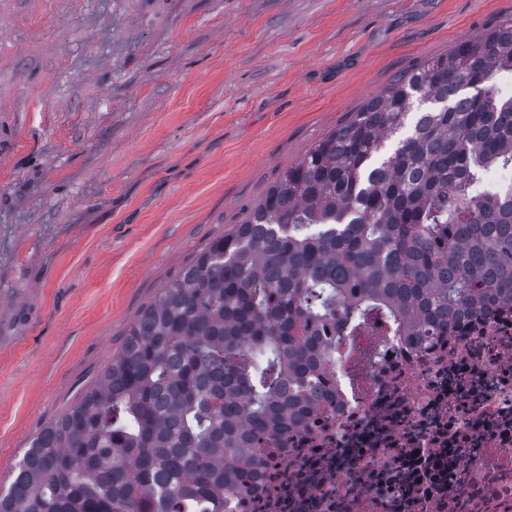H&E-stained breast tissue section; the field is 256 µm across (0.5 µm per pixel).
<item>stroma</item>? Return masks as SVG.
<instances>
[{
  "label": "stroma",
  "instance_id": "obj_1",
  "mask_svg": "<svg viewBox=\"0 0 512 512\" xmlns=\"http://www.w3.org/2000/svg\"><path fill=\"white\" fill-rule=\"evenodd\" d=\"M512 0H0V483L159 290Z\"/></svg>",
  "mask_w": 512,
  "mask_h": 512
}]
</instances>
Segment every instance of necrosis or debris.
Returning a JSON list of instances; mask_svg holds the SVG:
<instances>
[{"label": "necrosis or debris", "mask_w": 512, "mask_h": 512, "mask_svg": "<svg viewBox=\"0 0 512 512\" xmlns=\"http://www.w3.org/2000/svg\"><path fill=\"white\" fill-rule=\"evenodd\" d=\"M229 512H512V307L425 340L374 312Z\"/></svg>", "instance_id": "4bbe7bcc"}]
</instances>
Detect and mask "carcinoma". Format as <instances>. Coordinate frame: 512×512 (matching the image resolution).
Returning <instances> with one entry per match:
<instances>
[{
  "label": "carcinoma",
  "mask_w": 512,
  "mask_h": 512,
  "mask_svg": "<svg viewBox=\"0 0 512 512\" xmlns=\"http://www.w3.org/2000/svg\"><path fill=\"white\" fill-rule=\"evenodd\" d=\"M510 80L512 15L314 145L160 289L0 512H225L369 312L422 339L512 305Z\"/></svg>",
  "instance_id": "carcinoma-1"
}]
</instances>
